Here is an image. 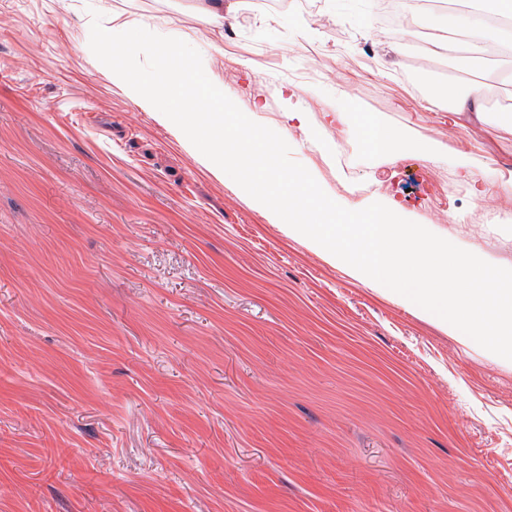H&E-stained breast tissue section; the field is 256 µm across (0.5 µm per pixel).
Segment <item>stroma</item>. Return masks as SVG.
Wrapping results in <instances>:
<instances>
[{
    "label": "stroma",
    "instance_id": "stroma-1",
    "mask_svg": "<svg viewBox=\"0 0 512 512\" xmlns=\"http://www.w3.org/2000/svg\"><path fill=\"white\" fill-rule=\"evenodd\" d=\"M111 4L103 26L183 35L253 121L307 113L291 155L343 207L396 202L512 268V53L493 33L481 60H437L417 25L377 43V0H224L220 25L204 0ZM98 7L0 0V512H512V364L215 175L90 53ZM475 77L469 121L451 103ZM333 105L443 153L389 154L375 181ZM485 84L483 81L468 79L458 87L453 105L456 113L467 120H482L484 116Z\"/></svg>",
    "mask_w": 512,
    "mask_h": 512
}]
</instances>
